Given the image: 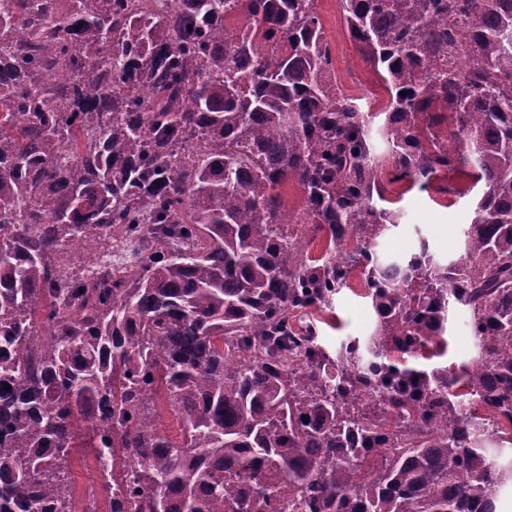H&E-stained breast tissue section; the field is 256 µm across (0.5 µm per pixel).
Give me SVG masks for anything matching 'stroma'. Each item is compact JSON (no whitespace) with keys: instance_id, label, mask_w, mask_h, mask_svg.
Masks as SVG:
<instances>
[{"instance_id":"35a3bbf8","label":"stroma","mask_w":512,"mask_h":512,"mask_svg":"<svg viewBox=\"0 0 512 512\" xmlns=\"http://www.w3.org/2000/svg\"><path fill=\"white\" fill-rule=\"evenodd\" d=\"M315 9L323 26V36L330 48L333 66L329 73L344 94L370 103L373 111H383L388 92L375 69L359 51L343 19L339 0H315ZM483 191L474 183L466 166L439 171L427 188L407 187L403 183L387 185V209L399 218L380 237L377 252L388 258H402L428 244L429 251L441 262H450L463 252V230ZM377 315L365 295L362 272H355L347 288L335 295L331 309L319 317L318 334L322 344L336 350L341 343L371 336ZM446 334L448 351L435 358L438 366L459 369L471 362L474 340L470 314L461 306L450 307Z\"/></svg>"}]
</instances>
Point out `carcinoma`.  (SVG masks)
I'll return each instance as SVG.
<instances>
[{
  "label": "carcinoma",
  "mask_w": 512,
  "mask_h": 512,
  "mask_svg": "<svg viewBox=\"0 0 512 512\" xmlns=\"http://www.w3.org/2000/svg\"><path fill=\"white\" fill-rule=\"evenodd\" d=\"M64 2L0 0V494L69 512L60 474L99 446L115 481L137 461L128 512H495L512 480V0H340L381 114L329 80L314 0ZM448 120L485 186L463 254L383 260L376 142L389 182H426L457 166ZM116 237L136 268L79 260ZM357 269L378 321L333 354L306 318ZM453 304L476 349L459 373L420 364L445 352Z\"/></svg>",
  "instance_id": "1"
}]
</instances>
